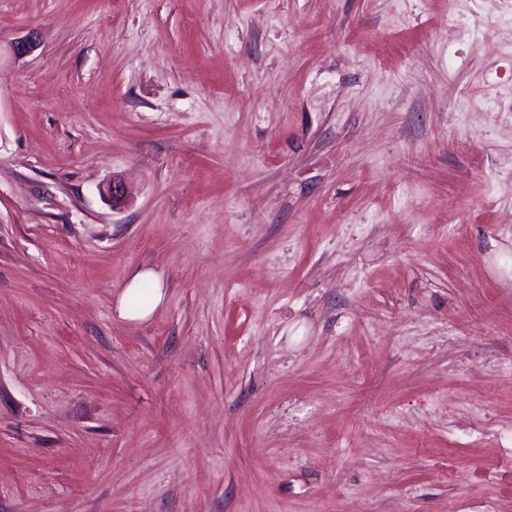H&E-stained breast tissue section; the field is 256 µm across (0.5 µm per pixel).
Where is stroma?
<instances>
[{
	"label": "stroma",
	"mask_w": 512,
	"mask_h": 512,
	"mask_svg": "<svg viewBox=\"0 0 512 512\" xmlns=\"http://www.w3.org/2000/svg\"><path fill=\"white\" fill-rule=\"evenodd\" d=\"M511 439L512 0H0V512H512ZM147 280H153L157 283V288H154L155 293L153 297V302L151 305L143 307L141 309L136 308H129L127 306V300L128 298L137 290H139L141 284L144 281ZM161 288L159 287V284L157 282L156 276L154 273L150 270H144L140 273H138L127 285L125 292L123 293L121 299H120V314L126 318H133V319H143L149 316L153 310L156 308V306L160 303L162 299V293Z\"/></svg>",
	"instance_id": "obj_1"
}]
</instances>
